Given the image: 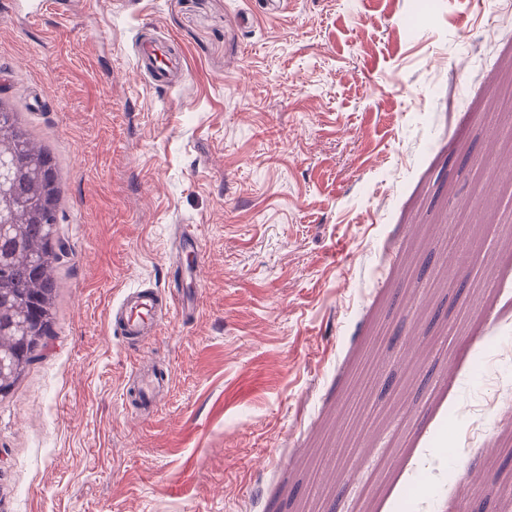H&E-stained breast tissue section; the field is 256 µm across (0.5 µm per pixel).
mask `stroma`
Instances as JSON below:
<instances>
[{
	"label": "stroma",
	"mask_w": 512,
	"mask_h": 512,
	"mask_svg": "<svg viewBox=\"0 0 512 512\" xmlns=\"http://www.w3.org/2000/svg\"><path fill=\"white\" fill-rule=\"evenodd\" d=\"M10 2L0 104L57 161L69 255L0 398V512H444L452 472L504 512L512 0ZM444 224L480 254L461 294ZM136 288L170 307L141 342L111 320ZM136 65L153 87L166 88L170 85L175 71L179 69L181 60L168 44L141 39L136 48Z\"/></svg>",
	"instance_id": "35a3bbf8"
}]
</instances>
